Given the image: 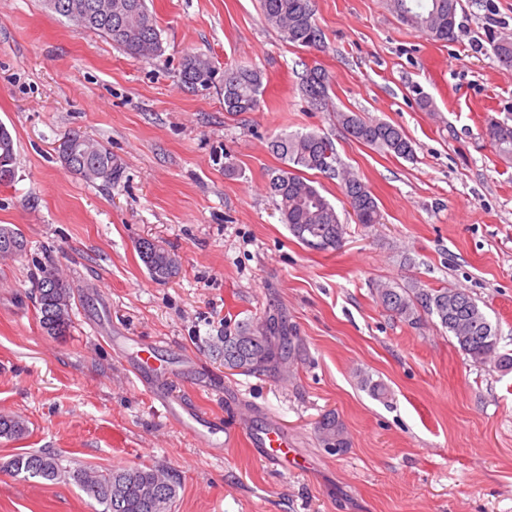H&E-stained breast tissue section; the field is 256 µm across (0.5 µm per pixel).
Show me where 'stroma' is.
Listing matches in <instances>:
<instances>
[{"label": "stroma", "instance_id": "obj_1", "mask_svg": "<svg viewBox=\"0 0 512 512\" xmlns=\"http://www.w3.org/2000/svg\"><path fill=\"white\" fill-rule=\"evenodd\" d=\"M164 52L132 57L76 30L43 0H0V124L16 178L0 184V225L25 254L0 260V415L24 420L0 437V512H101L65 479H24L13 456L49 451L100 470L163 466L179 481L171 512H512V370L475 363L431 317L409 326L377 285L451 288L475 297L512 354V157L488 119L512 123V67L491 41L512 36V0H461L454 41L404 25L389 0H312L326 52L290 46L259 0H147ZM263 74L253 112L224 110L223 90L181 82L185 54ZM330 77V105L301 92L306 68ZM430 108H421L420 99ZM361 113L401 127L407 161L358 143L336 120ZM120 165L112 186L71 173L57 145L71 132ZM329 138L368 185L380 223L357 224L337 180L316 176L346 234L339 249L300 243L268 190L283 133ZM150 239L178 257L151 280ZM73 288L63 337L38 323L40 267ZM281 313L303 343L288 377L224 367L225 329ZM151 344L166 386L221 421L215 453L177 429L140 388L120 349ZM365 372L388 388H360ZM336 411L350 446L316 433ZM288 431L297 465L282 469L243 441L242 415ZM486 135L499 155L512 157V125L491 119Z\"/></svg>", "mask_w": 512, "mask_h": 512}]
</instances>
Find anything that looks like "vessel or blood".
I'll return each mask as SVG.
<instances>
[{
  "label": "vessel or blood",
  "mask_w": 512,
  "mask_h": 512,
  "mask_svg": "<svg viewBox=\"0 0 512 512\" xmlns=\"http://www.w3.org/2000/svg\"><path fill=\"white\" fill-rule=\"evenodd\" d=\"M137 365V376L143 387L153 392L155 399L163 407L168 419L190 437L197 440L200 446L212 450L218 449L220 430L213 425L210 418L195 407L189 406L182 399L162 394L158 390V380L164 372L155 367V356L152 349L138 347L133 354ZM249 447L270 462L288 466L294 461L288 446V434L278 423L267 424L262 430L250 431L246 435Z\"/></svg>",
  "instance_id": "vessel-or-blood-1"
}]
</instances>
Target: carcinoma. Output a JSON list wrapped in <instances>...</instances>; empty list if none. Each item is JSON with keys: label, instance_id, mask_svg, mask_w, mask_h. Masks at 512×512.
Here are the masks:
<instances>
[{"label": "carcinoma", "instance_id": "carcinoma-1", "mask_svg": "<svg viewBox=\"0 0 512 512\" xmlns=\"http://www.w3.org/2000/svg\"><path fill=\"white\" fill-rule=\"evenodd\" d=\"M55 14L76 28L90 30L108 38L125 53L145 60L164 52L161 29L146 0H112V17L95 22L81 20L80 6L90 0H44ZM460 0H391V8L400 20L434 40L449 42L456 37ZM262 16L285 41L295 47L325 51L322 31L316 23L311 0H260ZM493 52L500 63L512 66V40L493 41ZM182 84L193 90L220 87L224 91V111L252 112L260 105L262 74L244 67H226L219 71L206 57L188 54L182 59ZM330 79L320 68L306 69L302 92L309 103L323 106L328 100ZM345 132L359 143L377 148L402 159H411L414 149L404 130L386 121L369 120L356 112L336 113ZM486 135L496 152L512 157V125L490 120ZM87 166H68L82 179L110 185L118 178L120 166L112 152L100 141L86 136ZM273 153L284 167L273 172L268 188L292 235L306 246L327 251L341 246L345 226L335 207L305 177L316 171L340 181L341 191L359 224H378L381 214L368 186L359 177L337 166L336 148L329 139L314 132L285 133L271 142ZM15 147L11 132L0 125V167L15 168ZM15 244L14 255L25 252L27 243L20 230L0 225V239ZM150 278L164 282L179 271L177 256L158 246L151 254L139 251ZM379 303L402 321L415 325L420 313L433 316L453 337L459 349L475 362H493L512 370V355L498 351L499 338L482 308L470 295L450 289L427 290L389 285L376 288ZM73 289L54 268L43 267L35 279L36 308L41 329L50 336H64L71 326ZM302 343L285 322L275 316L260 321L242 322L224 330V368L242 374L275 375L288 358L301 352ZM360 387L372 396H387L386 385L368 375L359 376ZM324 447L334 446L342 453L350 447L344 423L334 411L324 413L316 426ZM26 432L24 422L0 415V437L16 438ZM15 473L27 479L72 480L90 499L102 506L101 512H171L176 497V478L162 469L125 467L98 471L89 467L68 468L57 455L46 451L27 452L8 462Z\"/></svg>", "mask_w": 512, "mask_h": 512}]
</instances>
